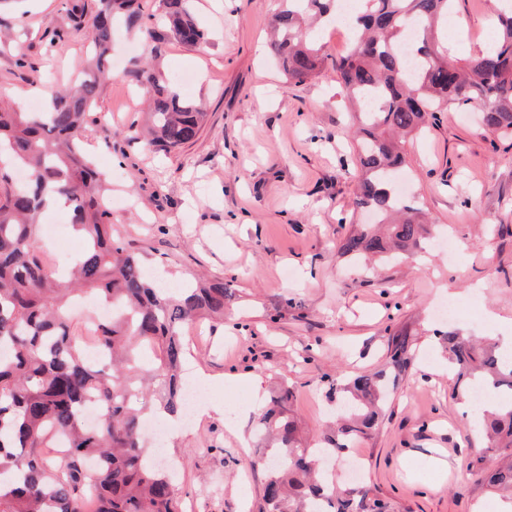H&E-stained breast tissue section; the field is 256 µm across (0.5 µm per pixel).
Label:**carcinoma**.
Here are the masks:
<instances>
[{
	"mask_svg": "<svg viewBox=\"0 0 512 512\" xmlns=\"http://www.w3.org/2000/svg\"><path fill=\"white\" fill-rule=\"evenodd\" d=\"M90 36L93 73L72 75L51 90L39 112L0 104V512H180L173 477L149 463L142 417L184 410L182 362L189 350L179 327L198 318L224 320V280L188 283L171 293L155 287L138 256L112 234L103 202L104 180L81 149L88 113L101 81L110 76L112 35L123 25L155 38L140 0H97ZM189 0H158L172 36L188 47L207 40ZM274 17L271 44L288 79L314 77L327 57L305 16L336 17L340 0H284ZM499 21L490 49L460 63L438 38L451 0H361L349 16L352 46L332 62L357 108L355 157L364 173L356 208L375 217L341 243L354 258L412 256L426 228L414 200L396 194L406 165L398 136L437 126L444 112L474 108L484 127L512 138V0H489ZM152 102L150 144L182 148L199 135L201 107L171 91L153 65L129 71ZM56 197L65 199L83 242L72 279L47 262L38 218ZM89 294L112 307V317L76 325L70 309ZM93 331L104 353L90 363L77 342ZM448 363L460 379L480 384L492 398L481 419L487 451L509 462L482 466L477 480L512 498V362L457 332L441 334ZM407 334L391 336L390 365L409 363ZM387 374L364 372L349 383L336 377L328 393L342 407L327 448L303 446L283 390L258 412L256 436L268 443L263 499L266 512H394L366 483L341 486L317 468V454H342L382 423ZM94 404L101 419L89 426L82 409Z\"/></svg>",
	"mask_w": 512,
	"mask_h": 512,
	"instance_id": "cac0c4a2",
	"label": "carcinoma"
}]
</instances>
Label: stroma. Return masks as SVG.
I'll return each instance as SVG.
<instances>
[{
  "instance_id": "35a3bbf8",
  "label": "stroma",
  "mask_w": 512,
  "mask_h": 512,
  "mask_svg": "<svg viewBox=\"0 0 512 512\" xmlns=\"http://www.w3.org/2000/svg\"><path fill=\"white\" fill-rule=\"evenodd\" d=\"M203 47L117 33L112 77L87 119L85 149L113 176L112 229L146 269L175 287L196 276L230 283L223 324L201 323L187 373L214 398L191 426L174 419L167 448L182 512H264L265 474L252 466L253 419L281 385L303 439L328 433L336 404L323 375L351 377L388 364L390 335L413 346L371 438L360 441L361 479L396 512H497L502 500L471 474L485 456L478 426L460 416L463 384L449 370L437 330L489 341L512 334V146L461 110L406 139L403 187L448 229L450 254L422 246L365 269L341 239L366 216L354 208L359 172L353 119L331 61L345 30L317 28L329 58L313 78L289 82L269 23L277 0H192ZM96 0H13L0 7V104L19 112L44 101L34 74L57 82L83 66ZM466 29L450 55H476L497 30L488 0H455ZM58 40H51L52 32ZM151 61L181 98L202 103L198 137L164 152L134 132L147 103L127 72ZM462 317L440 322L448 298Z\"/></svg>"
}]
</instances>
